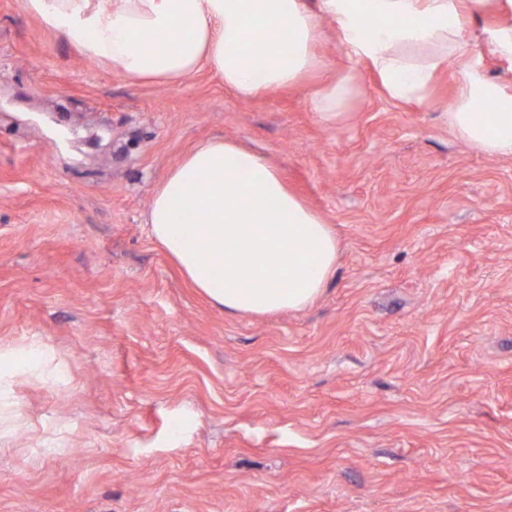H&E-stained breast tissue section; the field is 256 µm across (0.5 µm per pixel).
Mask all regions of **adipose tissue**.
I'll return each mask as SVG.
<instances>
[{"mask_svg": "<svg viewBox=\"0 0 512 512\" xmlns=\"http://www.w3.org/2000/svg\"><path fill=\"white\" fill-rule=\"evenodd\" d=\"M89 57L134 80L181 82L209 67L242 98L315 84L319 112L339 111L349 77L321 78L322 19L349 59L368 62L389 97H429L471 15L491 0H26ZM448 123L473 149L512 157V92L460 62ZM150 238L212 305L254 316L312 304L334 272L330 224L291 192L265 156L217 138L156 186ZM195 225L186 237L184 225Z\"/></svg>", "mask_w": 512, "mask_h": 512, "instance_id": "ef3b65f1", "label": "adipose tissue"}]
</instances>
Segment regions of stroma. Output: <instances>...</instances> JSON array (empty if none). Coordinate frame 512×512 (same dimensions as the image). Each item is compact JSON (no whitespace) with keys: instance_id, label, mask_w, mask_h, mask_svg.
<instances>
[{"instance_id":"1","label":"stroma","mask_w":512,"mask_h":512,"mask_svg":"<svg viewBox=\"0 0 512 512\" xmlns=\"http://www.w3.org/2000/svg\"><path fill=\"white\" fill-rule=\"evenodd\" d=\"M345 107L130 80L0 0V512H512V158L448 127L455 64L392 100L323 20ZM461 54L512 88L486 41ZM264 153L336 232L301 312L213 307L147 235L197 145ZM36 355L40 366L58 370L61 368V362L53 355L50 350H38V353L25 352L23 349L10 344L0 343V368L2 365H8L14 371H22L24 365L32 362V357Z\"/></svg>"}]
</instances>
